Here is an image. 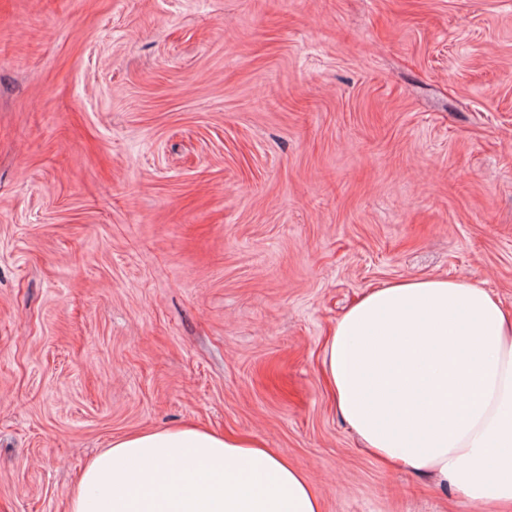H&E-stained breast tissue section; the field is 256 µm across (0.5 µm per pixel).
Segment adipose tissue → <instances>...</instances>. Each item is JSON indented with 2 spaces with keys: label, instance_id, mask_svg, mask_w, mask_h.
<instances>
[{
  "label": "adipose tissue",
  "instance_id": "ef3b65f1",
  "mask_svg": "<svg viewBox=\"0 0 512 512\" xmlns=\"http://www.w3.org/2000/svg\"><path fill=\"white\" fill-rule=\"evenodd\" d=\"M323 364L363 448L512 512V311L460 278L370 289L337 321ZM69 512H322L306 473L257 440L196 425L112 440Z\"/></svg>",
  "mask_w": 512,
  "mask_h": 512
}]
</instances>
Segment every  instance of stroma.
I'll return each mask as SVG.
<instances>
[{
  "label": "stroma",
  "instance_id": "obj_1",
  "mask_svg": "<svg viewBox=\"0 0 512 512\" xmlns=\"http://www.w3.org/2000/svg\"><path fill=\"white\" fill-rule=\"evenodd\" d=\"M430 277L512 309V0H0V512L180 424L323 512H479L325 383L341 313Z\"/></svg>",
  "mask_w": 512,
  "mask_h": 512
}]
</instances>
